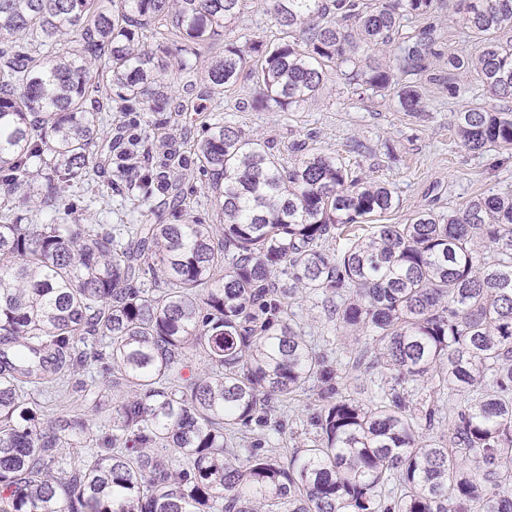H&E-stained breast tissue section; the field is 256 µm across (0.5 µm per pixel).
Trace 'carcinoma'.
Masks as SVG:
<instances>
[{
	"instance_id": "cac0c4a2",
	"label": "carcinoma",
	"mask_w": 512,
	"mask_h": 512,
	"mask_svg": "<svg viewBox=\"0 0 512 512\" xmlns=\"http://www.w3.org/2000/svg\"><path fill=\"white\" fill-rule=\"evenodd\" d=\"M0 0V188L15 211L0 224V512H512V193H480L458 212L422 211L378 224L338 253L325 243L397 206L389 184L335 156L293 144L282 165L258 139L217 120L190 152L212 176L221 233L190 215L184 158L169 128L171 61L190 75L194 46L224 33L248 0ZM479 39L448 55L481 77L488 97L512 99V0H273L303 41L231 42L207 67L226 88L257 57L256 109L284 112L317 97L328 69L350 68L363 94L393 92L423 111L418 76L439 55L440 4ZM415 24L399 36L402 21ZM156 29L149 50L139 32ZM78 48L69 47L72 34ZM396 44L387 64L363 53ZM47 44L61 46L41 54ZM149 112L153 140L132 139L103 112ZM471 151H512V112L454 114ZM110 169L108 189L160 193L165 213L133 224L124 247L98 224H34L35 207L78 204L66 188ZM285 265L292 283L280 287ZM150 288L137 286L144 276ZM328 297L337 326L371 343L353 368L394 384L367 403L337 396L336 373L291 311L299 290ZM92 338L99 346L85 344ZM205 370H190L188 355ZM107 361L112 432H90L102 390L79 378ZM438 379L469 396L419 431L405 384ZM324 385L316 436L282 461L229 440L265 424L307 382ZM81 393L46 420L34 393ZM83 445L78 456L66 453ZM396 480L400 492L385 496Z\"/></svg>"
}]
</instances>
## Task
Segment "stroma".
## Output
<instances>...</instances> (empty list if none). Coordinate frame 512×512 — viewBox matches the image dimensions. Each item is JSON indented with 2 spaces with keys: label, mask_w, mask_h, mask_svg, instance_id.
Instances as JSON below:
<instances>
[{
  "label": "stroma",
  "mask_w": 512,
  "mask_h": 512,
  "mask_svg": "<svg viewBox=\"0 0 512 512\" xmlns=\"http://www.w3.org/2000/svg\"><path fill=\"white\" fill-rule=\"evenodd\" d=\"M439 24L443 55L419 77L425 91V113L420 118L403 112L397 98L358 95L345 77L333 69L328 72L323 93L290 112L252 110L256 85L250 81L223 90L213 87L206 64L211 57L223 53L225 41L242 47L255 39L274 40L282 35L269 5L257 4L256 0L239 18L227 23L223 39L198 47L199 66L192 79L176 73L170 75L171 93L174 100L204 104L211 117L242 129L247 136L270 142L282 161H294L291 144L307 139L316 150L349 157L360 164L368 177L388 183L397 207L373 216L371 223L363 224V231H370L375 223H406L423 210H458L479 193L512 192V151L474 152L457 138L453 127L455 112L489 105L490 100L476 76H462L448 68V54L474 51L476 39L451 13H442ZM447 80L464 86V93L449 96L442 88ZM355 142L363 144V153L351 152ZM109 178V173H101L67 188L65 195L78 199L84 215L111 227L116 234L122 233L127 225L139 223L150 208L159 206L156 198L144 205L122 194L102 196L101 189ZM292 310L308 343L337 372L336 386L341 394L368 400L391 386L389 374L380 370L351 371L349 360L355 345L343 338L321 296L300 294ZM320 389L318 381H309L294 398L277 404L272 417L274 421H287V433H278L273 424L258 427L266 447L279 451L282 459H289L297 446L314 438L316 430L310 425L309 416L318 402Z\"/></svg>",
  "instance_id": "35a3bbf8"
}]
</instances>
